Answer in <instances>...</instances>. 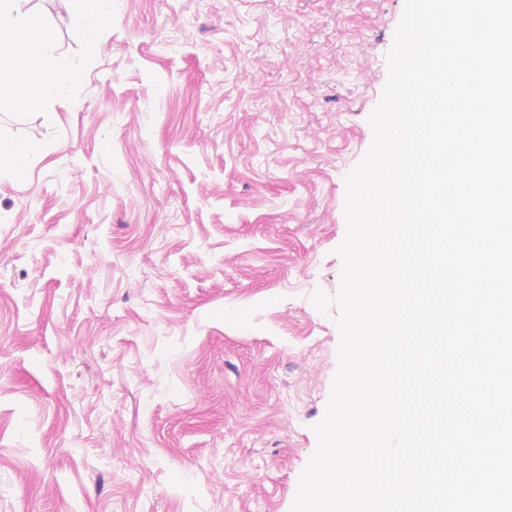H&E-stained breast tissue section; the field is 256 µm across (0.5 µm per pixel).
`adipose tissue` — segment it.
I'll return each mask as SVG.
<instances>
[{
	"instance_id": "1",
	"label": "adipose tissue",
	"mask_w": 512,
	"mask_h": 512,
	"mask_svg": "<svg viewBox=\"0 0 512 512\" xmlns=\"http://www.w3.org/2000/svg\"><path fill=\"white\" fill-rule=\"evenodd\" d=\"M70 26L92 37L112 17V0H67ZM56 42L44 16L25 0H0V100L18 108L52 100L77 84L81 73L59 67Z\"/></svg>"
}]
</instances>
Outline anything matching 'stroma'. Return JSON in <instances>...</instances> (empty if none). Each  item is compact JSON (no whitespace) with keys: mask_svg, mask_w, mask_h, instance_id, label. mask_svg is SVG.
I'll list each match as a JSON object with an SVG mask.
<instances>
[{"mask_svg":"<svg viewBox=\"0 0 512 512\" xmlns=\"http://www.w3.org/2000/svg\"><path fill=\"white\" fill-rule=\"evenodd\" d=\"M39 8L83 79L0 103V512H290L404 0ZM68 3L70 26L83 38L94 35L97 27L112 19V0H65ZM35 148L20 146L12 141L0 140V170L8 169L17 173L24 169L30 162Z\"/></svg>","mask_w":512,"mask_h":512,"instance_id":"stroma-1","label":"stroma"}]
</instances>
